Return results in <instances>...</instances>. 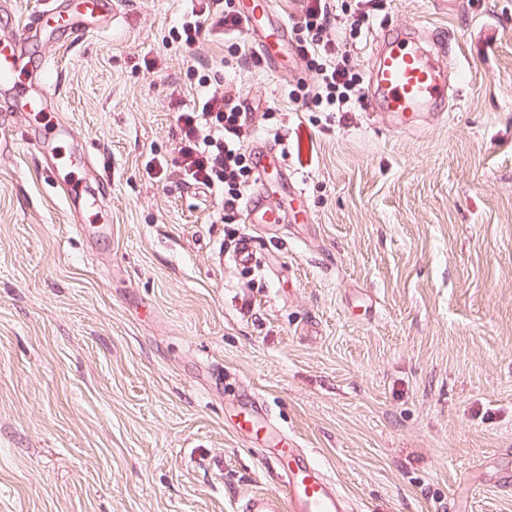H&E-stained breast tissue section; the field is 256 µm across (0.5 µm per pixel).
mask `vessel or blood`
Listing matches in <instances>:
<instances>
[{"mask_svg":"<svg viewBox=\"0 0 512 512\" xmlns=\"http://www.w3.org/2000/svg\"><path fill=\"white\" fill-rule=\"evenodd\" d=\"M248 32L270 24L273 34L260 44L262 55L274 60L278 39L288 30L277 0H243L240 9ZM114 18L115 0H78L75 8L64 11L50 7L38 11L8 36L0 38V90L14 109L44 110L53 104L48 83L49 58H42L39 69L28 73L29 44L38 33L59 35L82 29L86 16ZM448 97V80L440 66V56L422 52L409 38L387 41L374 50L369 70L367 105L375 117H391L394 126L413 130L423 107L437 105ZM252 226L284 224L288 217L276 200L258 191L250 192L245 210ZM273 459L284 483L283 494L247 497L242 512H346L347 501L313 458L297 448L273 449Z\"/></svg>","mask_w":512,"mask_h":512,"instance_id":"vessel-or-blood-1","label":"vessel or blood"}]
</instances>
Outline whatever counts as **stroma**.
Wrapping results in <instances>:
<instances>
[{"label": "stroma", "instance_id": "1", "mask_svg": "<svg viewBox=\"0 0 512 512\" xmlns=\"http://www.w3.org/2000/svg\"><path fill=\"white\" fill-rule=\"evenodd\" d=\"M190 0H121L46 46L54 112L0 100V512H239L283 486L230 420L258 403L350 512H512V0H371L353 57L415 29L458 74L442 118L288 99L305 61L224 65ZM217 88L281 128L297 222L218 220L184 186L167 93ZM66 121L48 167L35 130ZM82 181L81 213L65 183ZM252 234L256 260L231 241Z\"/></svg>", "mask_w": 512, "mask_h": 512}]
</instances>
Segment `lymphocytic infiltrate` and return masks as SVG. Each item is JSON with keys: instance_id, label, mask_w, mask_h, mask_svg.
Returning a JSON list of instances; mask_svg holds the SVG:
<instances>
[{"instance_id": "f902f5d3", "label": "lymphocytic infiltrate", "mask_w": 512, "mask_h": 512, "mask_svg": "<svg viewBox=\"0 0 512 512\" xmlns=\"http://www.w3.org/2000/svg\"><path fill=\"white\" fill-rule=\"evenodd\" d=\"M370 15L363 8L348 9L335 0H302V16L295 24L296 50L315 71L312 85H297L288 93L292 102L321 112H350L360 100L361 76L350 51L327 35L329 29L360 38L368 34ZM211 28L242 39L245 25L237 10L223 0H200L183 21L178 39L191 46ZM249 115L238 96L216 90L176 114L181 138L176 164L185 186L217 195L225 215L245 209L253 171L246 144Z\"/></svg>"}]
</instances>
